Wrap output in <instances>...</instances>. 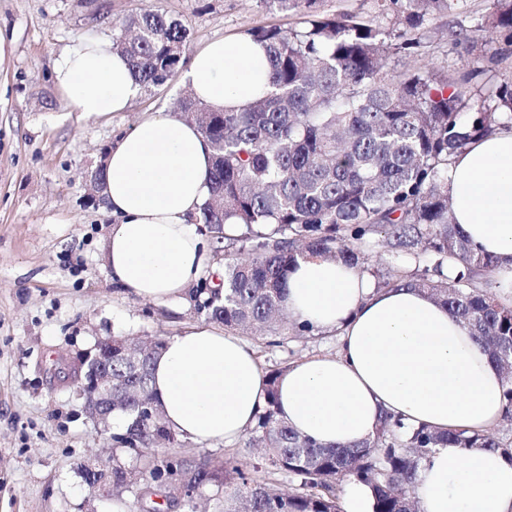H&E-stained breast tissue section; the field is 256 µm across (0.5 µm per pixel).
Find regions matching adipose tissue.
Here are the masks:
<instances>
[{
  "label": "adipose tissue",
  "instance_id": "adipose-tissue-1",
  "mask_svg": "<svg viewBox=\"0 0 512 512\" xmlns=\"http://www.w3.org/2000/svg\"><path fill=\"white\" fill-rule=\"evenodd\" d=\"M53 83L87 116L126 111L140 91L125 57L94 37L74 41ZM186 79L216 111L269 88L262 46L241 36L206 44ZM213 151L196 124L171 112L142 116L106 156L103 242L108 274L140 299L179 303L210 266L196 221ZM453 220L496 260L494 286L512 305V128L476 139L448 172ZM283 305L312 331L335 333L338 352L291 365L277 382V413L324 446L372 438L380 416L444 432L482 431L505 410L503 374L447 307L412 287L377 288L361 268L298 259ZM167 425L196 443H230L256 421L267 379L248 344L217 328L174 336L153 366ZM420 512H512V462L499 453L437 449L416 474Z\"/></svg>",
  "mask_w": 512,
  "mask_h": 512
}]
</instances>
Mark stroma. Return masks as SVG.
I'll return each instance as SVG.
<instances>
[{
    "label": "stroma",
    "mask_w": 512,
    "mask_h": 512,
    "mask_svg": "<svg viewBox=\"0 0 512 512\" xmlns=\"http://www.w3.org/2000/svg\"><path fill=\"white\" fill-rule=\"evenodd\" d=\"M152 7L190 31V51L259 25H295V15L261 0H0V512H141L139 487L121 499H90L81 471L110 459L119 418L101 433L84 410L67 363L105 336L161 337L204 325L194 296L173 307L146 302L113 285L101 247L110 222L92 201L85 174L112 141L143 114L170 112L187 94L185 68L164 87L141 91L127 111L83 116L51 80L53 64L73 40H111L116 19ZM489 0L429 23L419 57L461 74L484 66L512 79V52L501 61L477 59L449 29L470 32ZM262 371L287 369L313 357L333 356V334L248 337ZM175 453L202 456L226 467H264L252 432L229 445L178 439Z\"/></svg>",
    "instance_id": "35a3bbf8"
}]
</instances>
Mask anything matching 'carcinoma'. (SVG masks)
<instances>
[{
    "instance_id": "1",
    "label": "carcinoma",
    "mask_w": 512,
    "mask_h": 512,
    "mask_svg": "<svg viewBox=\"0 0 512 512\" xmlns=\"http://www.w3.org/2000/svg\"><path fill=\"white\" fill-rule=\"evenodd\" d=\"M298 17L296 25L247 30L266 49L270 89L234 111L218 112L191 97L176 101L210 142L213 165L200 223L223 253L222 267L195 288L197 312L241 335L256 331L309 333L283 317L288 275L300 257L323 256L365 264L381 243L394 262L376 275L379 288L411 286L448 308L498 364L512 360V306L500 304L489 274L493 256L475 250L454 224L448 166L478 137L512 127V82L474 68L455 78L442 69L399 68L395 56L425 44L426 23L467 0H381L384 25L360 14H329L320 0H263ZM112 48L125 55L139 85H166L187 60L189 30L162 12L144 8L113 25ZM490 32L512 44V0H490L471 35L448 31L454 42H479ZM239 224L236 237L222 234ZM125 337L112 348L113 406L126 421L112 436L117 448L136 453L140 470L112 456L119 492L142 476L148 512L182 508L184 474L195 487L222 492L217 512H339L338 480L372 489V512H418L415 474L438 448H488L512 461V444L488 432H435L407 428L386 413L373 438L354 446H322L277 417L276 382L267 378V406L256 431L266 448L268 473L300 479L299 488L276 491L256 474L227 469L203 456L188 461L157 446L177 442L165 423L150 382L153 354L130 355ZM160 495L165 503L151 500Z\"/></svg>"
}]
</instances>
